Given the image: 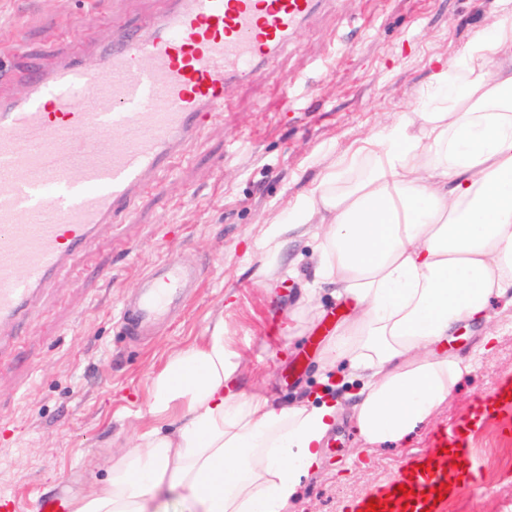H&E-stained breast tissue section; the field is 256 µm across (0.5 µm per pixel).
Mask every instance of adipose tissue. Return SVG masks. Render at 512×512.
<instances>
[{
  "mask_svg": "<svg viewBox=\"0 0 512 512\" xmlns=\"http://www.w3.org/2000/svg\"><path fill=\"white\" fill-rule=\"evenodd\" d=\"M341 167L267 225L260 248L321 227L315 282L348 300L320 352L362 380L351 419L368 444L398 445L428 423L467 369L447 341L512 304V0L441 63L395 123L360 139ZM239 354L216 322L170 355L148 391L153 425L109 461L93 489L64 487L69 512H153L185 491L192 512H289L318 463L338 404H272L239 387Z\"/></svg>",
  "mask_w": 512,
  "mask_h": 512,
  "instance_id": "1",
  "label": "adipose tissue"
}]
</instances>
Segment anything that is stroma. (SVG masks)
Returning <instances> with one entry per match:
<instances>
[{
	"label": "stroma",
	"mask_w": 512,
	"mask_h": 512,
	"mask_svg": "<svg viewBox=\"0 0 512 512\" xmlns=\"http://www.w3.org/2000/svg\"><path fill=\"white\" fill-rule=\"evenodd\" d=\"M164 5L0 0V47L48 65L85 35L108 40ZM495 7V0H324L270 74L226 88L225 108L160 186L143 192L120 228L101 231L39 301L31 331L0 353V493L11 495V512H39L40 499L62 496L63 483L90 488L104 477L109 455L153 423L146 406L153 373L219 319L241 355L244 391L279 402L325 393L353 404V385L323 381L317 353L306 350L329 337L322 316L290 319L312 281L313 239L288 243L269 273L257 245L266 224L286 216L357 140L397 120L437 59L457 57ZM363 8L371 17L365 27L355 22ZM172 255L196 269L194 292L152 336L121 335L123 302ZM490 330L496 337L487 347ZM448 351L469 369L431 421L406 443L373 447L341 417L290 512L354 504L426 447L433 431L466 417L512 377V306L494 304L490 325H469ZM469 448L484 490L450 498L446 512H512V434L489 420L472 430Z\"/></svg>",
	"instance_id": "obj_1"
}]
</instances>
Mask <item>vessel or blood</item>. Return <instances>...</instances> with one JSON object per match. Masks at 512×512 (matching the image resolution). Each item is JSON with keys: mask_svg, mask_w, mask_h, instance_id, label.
<instances>
[{"mask_svg": "<svg viewBox=\"0 0 512 512\" xmlns=\"http://www.w3.org/2000/svg\"><path fill=\"white\" fill-rule=\"evenodd\" d=\"M320 2L165 0L138 28L88 42L97 68L73 51L49 69L28 61L0 68V84L26 88L0 95V347L32 325L43 290L98 232L128 219L200 138L227 85L264 74ZM193 276L177 259L158 262L122 308L124 331L144 332L179 307ZM489 415L512 432V390L435 431L377 496L379 512H445L436 489L448 464L468 469L463 491H481L465 432Z\"/></svg>", "mask_w": 512, "mask_h": 512, "instance_id": "obj_1", "label": "vessel or blood"}]
</instances>
